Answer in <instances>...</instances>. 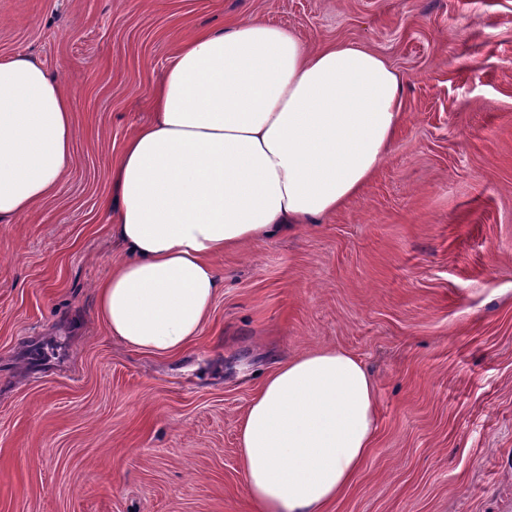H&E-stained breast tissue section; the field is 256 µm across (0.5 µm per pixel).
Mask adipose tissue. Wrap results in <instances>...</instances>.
<instances>
[{"label":"adipose tissue","mask_w":512,"mask_h":512,"mask_svg":"<svg viewBox=\"0 0 512 512\" xmlns=\"http://www.w3.org/2000/svg\"><path fill=\"white\" fill-rule=\"evenodd\" d=\"M402 80L358 44L310 50L257 18L203 29L152 92L112 170V232L124 258L96 286L108 336L176 355L200 336L221 286L214 264L288 234L360 193L401 120ZM73 101L37 59H0V224L28 215L64 181ZM375 381L339 349L284 361L240 430L258 512H326L367 459Z\"/></svg>","instance_id":"adipose-tissue-1"}]
</instances>
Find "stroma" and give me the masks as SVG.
Returning <instances> with one entry per match:
<instances>
[{"mask_svg": "<svg viewBox=\"0 0 512 512\" xmlns=\"http://www.w3.org/2000/svg\"><path fill=\"white\" fill-rule=\"evenodd\" d=\"M256 16L366 46L403 79L397 138L315 224L225 253L175 357L106 336V200L192 32ZM73 95L58 192L0 226V512H255L239 432L280 362L339 348L378 430L329 512H512V0H0V57Z\"/></svg>", "mask_w": 512, "mask_h": 512, "instance_id": "35a3bbf8", "label": "stroma"}]
</instances>
